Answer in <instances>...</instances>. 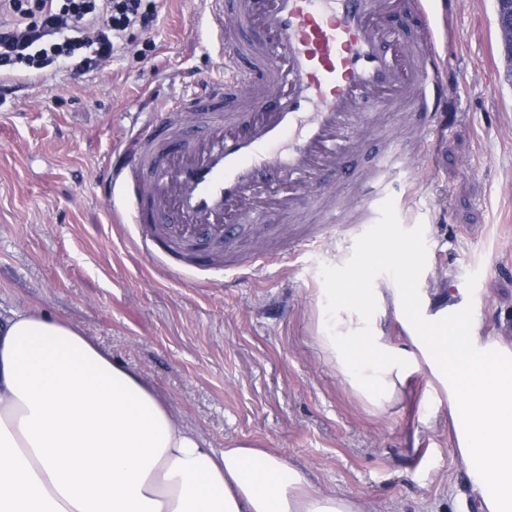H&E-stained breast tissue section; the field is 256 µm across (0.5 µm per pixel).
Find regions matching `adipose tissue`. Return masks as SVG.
<instances>
[{
    "label": "adipose tissue",
    "mask_w": 512,
    "mask_h": 512,
    "mask_svg": "<svg viewBox=\"0 0 512 512\" xmlns=\"http://www.w3.org/2000/svg\"><path fill=\"white\" fill-rule=\"evenodd\" d=\"M332 284L317 341L371 408L410 370L451 405L474 512H512V347L482 338L473 310H430L420 288ZM405 333L395 344L391 325ZM0 512H368L324 494L257 443L216 450L143 376L73 323L0 302Z\"/></svg>",
    "instance_id": "1"
}]
</instances>
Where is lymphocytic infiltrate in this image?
<instances>
[{"label":"lymphocytic infiltrate","instance_id":"obj_1","mask_svg":"<svg viewBox=\"0 0 512 512\" xmlns=\"http://www.w3.org/2000/svg\"><path fill=\"white\" fill-rule=\"evenodd\" d=\"M148 0H0V70H103L127 32L150 33Z\"/></svg>","mask_w":512,"mask_h":512}]
</instances>
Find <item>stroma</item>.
I'll list each match as a JSON object with an SVG mask.
<instances>
[{"instance_id":"obj_1","label":"stroma","mask_w":512,"mask_h":512,"mask_svg":"<svg viewBox=\"0 0 512 512\" xmlns=\"http://www.w3.org/2000/svg\"><path fill=\"white\" fill-rule=\"evenodd\" d=\"M447 36L466 79L448 152L412 195L402 187L380 227L358 206L359 184L327 176L343 220L324 223L312 195L295 215L267 210L223 244L221 264L168 269L136 242L146 227L116 224L102 182L113 151L204 77H220L201 0H156L151 34H127L111 65L80 77L14 72L0 104V298L72 322L138 371L210 447L257 441L307 469L327 494L371 512H464L474 497L446 395L415 375L377 411L341 382L319 349V291L367 266L368 287H401V270L371 252L416 257L433 306L474 308L486 336L512 346V83L496 33V0H459ZM351 169L398 146L400 181L423 162L414 115L385 110L363 125ZM302 236L317 245L299 244ZM257 272L241 260L257 249Z\"/></svg>"}]
</instances>
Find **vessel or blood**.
Wrapping results in <instances>:
<instances>
[{
  "mask_svg": "<svg viewBox=\"0 0 512 512\" xmlns=\"http://www.w3.org/2000/svg\"><path fill=\"white\" fill-rule=\"evenodd\" d=\"M223 77L203 79L139 131L138 147L112 162L109 198L130 223H150L146 253L165 249L173 268L219 244L261 211L262 199L292 213L297 193L325 199V174L352 180V135L366 104L421 110L428 130L424 167L446 153L450 61L438 27L425 19L414 49L390 17L426 10V0H208ZM256 33L243 64L239 28ZM285 92L263 106L264 86ZM210 113L206 135L186 137L183 109Z\"/></svg>",
  "mask_w": 512,
  "mask_h": 512,
  "instance_id": "b4317fda",
  "label": "vessel or blood"
}]
</instances>
